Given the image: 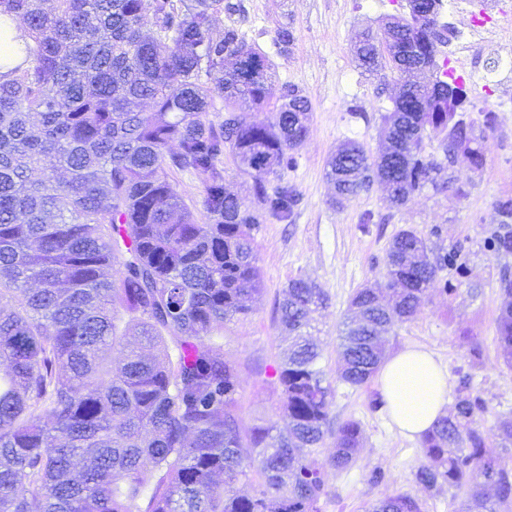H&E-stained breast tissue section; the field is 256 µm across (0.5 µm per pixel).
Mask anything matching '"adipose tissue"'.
I'll return each instance as SVG.
<instances>
[{"mask_svg":"<svg viewBox=\"0 0 512 512\" xmlns=\"http://www.w3.org/2000/svg\"><path fill=\"white\" fill-rule=\"evenodd\" d=\"M379 391L400 433L418 438L445 414L450 394L448 369L431 351L407 349L383 365Z\"/></svg>","mask_w":512,"mask_h":512,"instance_id":"adipose-tissue-1","label":"adipose tissue"}]
</instances>
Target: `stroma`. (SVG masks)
I'll return each instance as SVG.
<instances>
[{"label":"stroma","instance_id":"stroma-1","mask_svg":"<svg viewBox=\"0 0 512 512\" xmlns=\"http://www.w3.org/2000/svg\"><path fill=\"white\" fill-rule=\"evenodd\" d=\"M230 2L231 10L215 22L216 32L230 26L246 42L261 47L276 65L275 87L297 86L311 107L309 132L296 165L270 180L274 187L293 185L302 203L291 219L265 217L255 235L261 291L251 301V313L224 328L226 355L244 366L241 428L248 433L254 426L282 420L278 396L262 378L286 347L273 323V311L289 279H307L329 297L327 306L312 318L321 350L319 365L335 387L331 414L338 422L359 420L363 429L356 463L330 474L321 512H365L368 504L398 493L418 498L423 512H456L453 492L431 495L415 484L412 472L422 460L419 442L402 436L385 409H371L370 396L377 392V384L356 390L337 381V326L354 291L382 281L389 241L400 229L420 233L431 253L458 250L465 275L451 267L442 272L454 284V292H430L420 313L394 328L387 352L431 350L447 365L453 385L460 375H470L473 391L485 406L480 428L512 419V368L504 363L496 331L501 310L512 303L500 288L502 275H512V255H497L485 246L499 222L496 200L512 195V81L487 92L481 89L484 75L512 65V26L498 32L499 53L475 52L473 66L464 70L472 118L482 121L488 109L497 116L494 127L481 132L483 166L465 174L468 196L427 189L402 208L392 209L383 202L381 189L375 188L336 208L330 204L334 187L326 178L329 157L347 140L377 152L382 117L392 108L399 88L391 70L368 74L356 66L353 36L406 14L408 0ZM282 27L291 28L295 36L284 55L274 42ZM476 347L481 350L477 358L472 355ZM376 471L384 478L374 484L370 477Z\"/></svg>","mask_w":512,"mask_h":512}]
</instances>
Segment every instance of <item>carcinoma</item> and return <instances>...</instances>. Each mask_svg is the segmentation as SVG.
Segmentation results:
<instances>
[{"mask_svg":"<svg viewBox=\"0 0 512 512\" xmlns=\"http://www.w3.org/2000/svg\"><path fill=\"white\" fill-rule=\"evenodd\" d=\"M406 17L365 30L354 44L365 72L404 79L382 116L385 146L372 157L356 141L327 162L342 207L374 184L401 208L428 188L468 195L452 173L483 164L465 85L435 63L448 27L441 0H410ZM224 0H0L25 25L24 60L0 74V512H319L326 469L349 470L361 423L331 427L334 389L310 338V313L328 304L293 278L275 310L288 352L274 367L288 433L250 436L239 425L240 365L224 356V324L245 316L260 291L255 247L262 214L286 220L295 187L268 192L296 164L310 122L306 96L281 88L269 104L275 64L233 27L213 34ZM224 103V120L207 112ZM150 103L144 112L140 105ZM445 133L448 164L426 151L427 128ZM251 178L249 200L224 191V154ZM201 187L200 222L173 184ZM488 250L512 253V196L496 201ZM464 274L456 251L430 257L408 228L391 239L385 288L365 285L339 326V379L367 385L380 370L384 335L420 311L429 289ZM140 347L124 349L130 333ZM512 365V306L497 320ZM120 349L106 361L102 349ZM470 378L458 380L453 414L420 438L414 481L432 493L466 494L460 512H509L512 467L494 450L512 444V422L487 433ZM336 448H317L329 431ZM261 479L252 495L236 484ZM368 512H422L410 495Z\"/></svg>","mask_w":512,"mask_h":512,"instance_id":"obj_1","label":"carcinoma"}]
</instances>
